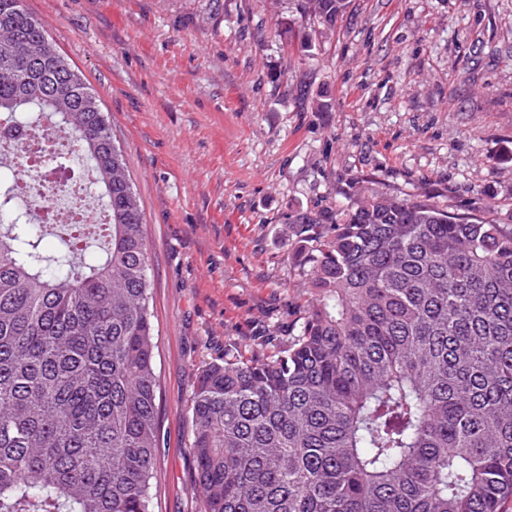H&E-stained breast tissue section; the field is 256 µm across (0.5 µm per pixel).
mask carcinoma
Here are the masks:
<instances>
[{
  "label": "carcinoma",
  "instance_id": "cac0c4a2",
  "mask_svg": "<svg viewBox=\"0 0 512 512\" xmlns=\"http://www.w3.org/2000/svg\"><path fill=\"white\" fill-rule=\"evenodd\" d=\"M350 0H296L334 35ZM64 127L105 220L88 261L0 182V512H152L159 377L142 209L100 99L0 0V129ZM360 188L291 220L297 336L198 368L201 512H502L512 500V223Z\"/></svg>",
  "mask_w": 512,
  "mask_h": 512
}]
</instances>
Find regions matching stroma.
Here are the masks:
<instances>
[{
    "label": "stroma",
    "instance_id": "1",
    "mask_svg": "<svg viewBox=\"0 0 512 512\" xmlns=\"http://www.w3.org/2000/svg\"><path fill=\"white\" fill-rule=\"evenodd\" d=\"M98 94L143 212L160 379L154 512H200L198 367L297 335L289 221L352 187L512 214V0H23ZM315 39L314 55L300 49ZM304 97H297V90ZM295 11L301 21L315 18L321 26L320 36L328 38L334 35L336 22L343 17L350 5V0H296ZM295 19V20H296ZM289 24L292 30L297 21Z\"/></svg>",
    "mask_w": 512,
    "mask_h": 512
}]
</instances>
